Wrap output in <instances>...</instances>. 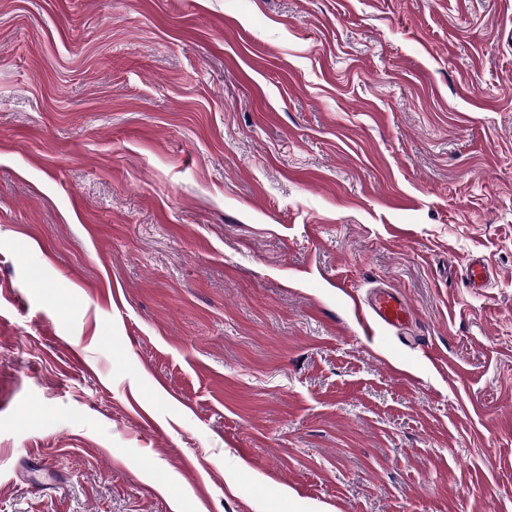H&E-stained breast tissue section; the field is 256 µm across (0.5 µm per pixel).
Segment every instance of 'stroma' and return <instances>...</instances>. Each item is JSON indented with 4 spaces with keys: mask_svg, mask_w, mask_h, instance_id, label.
I'll return each mask as SVG.
<instances>
[{
    "mask_svg": "<svg viewBox=\"0 0 512 512\" xmlns=\"http://www.w3.org/2000/svg\"><path fill=\"white\" fill-rule=\"evenodd\" d=\"M0 512H512V0H0ZM371 310L378 322L396 329H402L411 318L410 309L392 291L376 293Z\"/></svg>",
    "mask_w": 512,
    "mask_h": 512,
    "instance_id": "stroma-1",
    "label": "stroma"
}]
</instances>
